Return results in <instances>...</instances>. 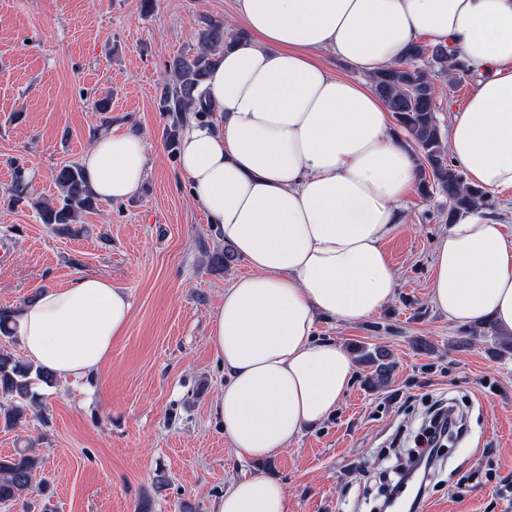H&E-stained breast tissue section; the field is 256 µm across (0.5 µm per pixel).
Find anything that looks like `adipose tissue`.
Returning a JSON list of instances; mask_svg holds the SVG:
<instances>
[{
    "mask_svg": "<svg viewBox=\"0 0 512 512\" xmlns=\"http://www.w3.org/2000/svg\"><path fill=\"white\" fill-rule=\"evenodd\" d=\"M247 32L201 89L210 120L184 127L178 156L193 201L248 266L224 291L210 341L224 371L215 404L241 460L271 458L319 425L352 384V355L316 334L318 316L354 324L396 294L384 242L400 227L417 171L367 75L421 38L455 45L481 74L448 127L472 186L512 188V0H236ZM331 52L357 73L337 76ZM104 200L138 195L148 156L119 125L81 158ZM430 302L456 324L512 334V239L490 217L452 225L436 245ZM126 289L82 275L18 313L25 357L57 379L96 376L131 315ZM210 512H288L265 475L234 478Z\"/></svg>",
    "mask_w": 512,
    "mask_h": 512,
    "instance_id": "1",
    "label": "adipose tissue"
}]
</instances>
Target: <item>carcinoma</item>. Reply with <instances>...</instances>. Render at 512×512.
Masks as SVG:
<instances>
[{"label": "carcinoma", "mask_w": 512, "mask_h": 512, "mask_svg": "<svg viewBox=\"0 0 512 512\" xmlns=\"http://www.w3.org/2000/svg\"><path fill=\"white\" fill-rule=\"evenodd\" d=\"M228 32L224 22L208 19L198 33L196 47L181 53L169 63L170 82L163 85L159 110L173 114L167 130V142L177 146L181 123L186 115L205 112L197 93L205 82L216 55L224 52ZM471 68L454 47L443 43L419 41L412 44L403 59L394 66L371 76L375 92L382 98L398 126L415 148L428 177L420 181L424 195L438 193L448 202V223L456 224L467 214L485 204L486 194L470 186L456 169L448 154L444 130L437 116L435 77L461 79ZM59 195L37 206L42 223L55 230L77 236L75 228L82 216L93 210L97 198L91 193L77 164L65 165L53 173ZM31 198L22 168L14 167L13 193L9 203L26 204ZM17 335V320L12 309H0V340L8 342ZM361 362L374 368L366 378L372 388L391 382L392 365L383 350L360 348ZM51 387L54 376L47 370L27 363L6 347H0V425L15 428L26 418L27 408L39 402L35 385ZM38 459L25 450L0 455V503L24 499L31 488L32 473Z\"/></svg>", "instance_id": "carcinoma-1"}]
</instances>
